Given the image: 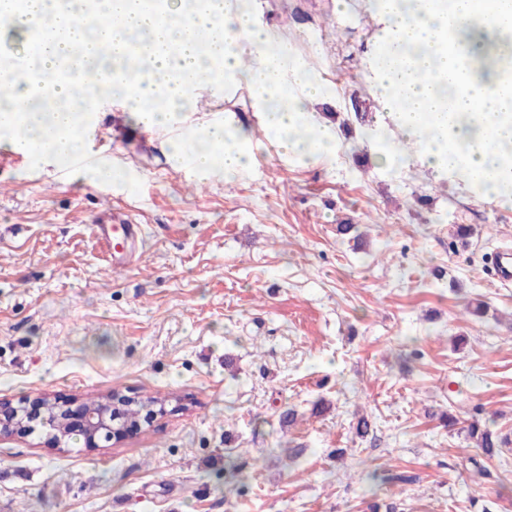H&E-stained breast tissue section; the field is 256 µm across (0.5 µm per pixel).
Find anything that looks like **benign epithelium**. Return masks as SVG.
I'll list each match as a JSON object with an SVG mask.
<instances>
[{"label":"benign epithelium","instance_id":"7a95c632","mask_svg":"<svg viewBox=\"0 0 512 512\" xmlns=\"http://www.w3.org/2000/svg\"><path fill=\"white\" fill-rule=\"evenodd\" d=\"M131 403L139 405L137 418L146 423L166 412L164 399L150 402L117 392L98 398L94 406L81 399L60 400L46 393L18 406L0 399V436H28L40 426L49 428L58 444L73 435L82 437L88 448H98L102 442L116 444L125 437L119 412Z\"/></svg>","mask_w":512,"mask_h":512}]
</instances>
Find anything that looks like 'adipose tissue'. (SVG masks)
<instances>
[{"label":"adipose tissue","mask_w":512,"mask_h":512,"mask_svg":"<svg viewBox=\"0 0 512 512\" xmlns=\"http://www.w3.org/2000/svg\"><path fill=\"white\" fill-rule=\"evenodd\" d=\"M145 0H97L95 31L81 5L72 0L67 11L57 0H0V24L9 27L38 65L37 77L21 76L16 66H0V86L9 88V101L19 123L31 135L17 137L0 119V146L15 152L65 157L82 151L85 129L78 119L83 105L96 99L99 88L119 91V99L146 130L172 128L181 113L194 109L203 89L218 83L246 82L254 91L263 132L286 155L300 154L297 128L309 129L315 141L310 154L335 150L330 126L314 122L305 102L321 98L306 66L286 54L271 51L272 38L257 10L241 12L226 0H162L161 10ZM390 25L387 46L377 69L382 101L391 124L414 143L422 165L436 178L469 188L493 185L497 199L512 205V176L503 177L495 165L504 147H512V82L500 81L489 91L463 85L458 76L460 55L474 49L479 36L454 41L449 29H462L473 15L512 17V0H416L403 13L397 0H383L380 10ZM146 32L135 79H127L113 61L129 49L127 36ZM80 47L92 58L84 72L82 95L72 85L52 80L59 55ZM300 96H288L287 87ZM65 103L54 113L52 129L37 125L26 103L32 97ZM225 124L202 122L191 129L201 146L192 156L200 172L222 166L238 170L250 155V139L240 134L236 144H224Z\"/></svg>","instance_id":"ef3b65f1"}]
</instances>
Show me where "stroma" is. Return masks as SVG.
<instances>
[{
    "mask_svg": "<svg viewBox=\"0 0 512 512\" xmlns=\"http://www.w3.org/2000/svg\"><path fill=\"white\" fill-rule=\"evenodd\" d=\"M345 3L258 0L275 44L322 86L308 109L336 128L334 152L283 158L242 83L194 112L231 113L250 133L231 175L172 168L168 133L110 100L93 107L86 149L111 177L28 155L0 168V399H169L167 415L106 448L60 451L42 430L0 439V512H367L375 497L403 512H512V447L481 480L464 463L471 422L512 432V288L484 264L512 245V206L369 138L384 34L369 0ZM115 207L142 226L120 271L93 234ZM343 223L361 240H341ZM476 300L484 316L468 313ZM288 408L299 418L285 427ZM358 413L374 423L363 438ZM230 446L258 465L228 503ZM274 448L300 454L285 469ZM387 470L418 479L367 494Z\"/></svg>",
    "mask_w": 512,
    "mask_h": 512,
    "instance_id": "35a3bbf8",
    "label": "stroma"
}]
</instances>
